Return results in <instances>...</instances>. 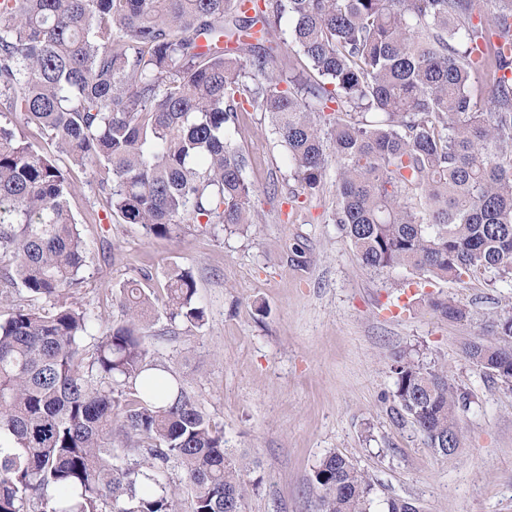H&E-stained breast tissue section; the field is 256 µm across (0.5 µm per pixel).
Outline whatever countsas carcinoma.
<instances>
[{"label":"carcinoma","mask_w":512,"mask_h":512,"mask_svg":"<svg viewBox=\"0 0 512 512\" xmlns=\"http://www.w3.org/2000/svg\"><path fill=\"white\" fill-rule=\"evenodd\" d=\"M0 0V116L47 138L43 152L0 124V264L13 287L52 301L0 317V512H179L163 482L178 464L191 512H242L250 463L224 448L145 342L156 306L119 288L123 320L88 354L95 320L64 300L86 245L67 206L69 166L104 171L112 213L154 238L183 224L255 223L246 159L229 132L240 101L267 115L304 193L336 166L334 222L369 270L431 281H512V0L495 32L479 0ZM291 21L302 68L264 45ZM496 40H491V37ZM489 82L488 107L470 91ZM190 272L169 274L170 318L205 322ZM450 321L469 309L431 296ZM464 347L512 383V308ZM395 397L434 454L461 447L468 395L445 367L395 360ZM140 448L130 462L115 446ZM317 512H370L374 481L331 453L315 467ZM383 512H419L400 497Z\"/></svg>","instance_id":"1"}]
</instances>
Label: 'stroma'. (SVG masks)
<instances>
[{
  "label": "stroma",
  "mask_w": 512,
  "mask_h": 512,
  "mask_svg": "<svg viewBox=\"0 0 512 512\" xmlns=\"http://www.w3.org/2000/svg\"><path fill=\"white\" fill-rule=\"evenodd\" d=\"M231 138L255 189L256 222L242 230L186 224L173 239L147 236L112 214L93 176L73 171L68 204L87 254L66 297L95 318L84 349L120 320V285L136 279L154 292L156 355L223 429L225 448L253 464L243 512H314L313 471L333 452L379 497L412 499L421 512H512V386L462 353L512 306V283L417 285L405 269L364 268L332 219L335 169L316 195L301 194L267 117L250 108ZM176 266L194 277L204 325L169 317ZM429 294L467 305L469 320L442 318ZM402 353L447 366L470 393L456 456H436L402 417L390 370Z\"/></svg>",
  "instance_id": "1"
}]
</instances>
